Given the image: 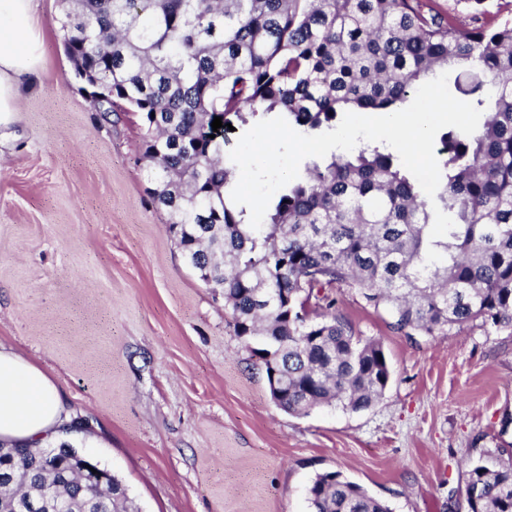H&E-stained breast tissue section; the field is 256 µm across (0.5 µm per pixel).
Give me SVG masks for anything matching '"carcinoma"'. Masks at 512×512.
Returning a JSON list of instances; mask_svg holds the SVG:
<instances>
[{
  "instance_id": "carcinoma-1",
  "label": "carcinoma",
  "mask_w": 512,
  "mask_h": 512,
  "mask_svg": "<svg viewBox=\"0 0 512 512\" xmlns=\"http://www.w3.org/2000/svg\"><path fill=\"white\" fill-rule=\"evenodd\" d=\"M59 32L74 69L101 81L145 123L152 201L185 261L224 292L235 335L284 375L279 407L370 408L390 368L381 342L306 311L315 289L345 284L399 331L449 334L480 320L512 326V20L471 30L420 0H61ZM458 69L460 99L487 108L480 129L440 138L434 198L387 146L315 161L260 228L231 199L237 168L204 125L274 112L311 132L340 112H393L421 78ZM448 219L446 233L431 231ZM36 449L0 450V504L29 512H139L122 480L106 493L32 466ZM469 512H512V459L468 464ZM312 512H392L336 472L308 488Z\"/></svg>"
}]
</instances>
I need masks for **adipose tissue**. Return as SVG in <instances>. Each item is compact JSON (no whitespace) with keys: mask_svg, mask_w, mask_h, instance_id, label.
I'll use <instances>...</instances> for the list:
<instances>
[{"mask_svg":"<svg viewBox=\"0 0 512 512\" xmlns=\"http://www.w3.org/2000/svg\"><path fill=\"white\" fill-rule=\"evenodd\" d=\"M45 44L33 0H0V123L7 122L22 87L42 69ZM71 423L60 391L48 376L0 345V442L41 448L70 434Z\"/></svg>","mask_w":512,"mask_h":512,"instance_id":"1","label":"adipose tissue"}]
</instances>
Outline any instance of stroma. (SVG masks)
Masks as SVG:
<instances>
[{
  "mask_svg": "<svg viewBox=\"0 0 512 512\" xmlns=\"http://www.w3.org/2000/svg\"><path fill=\"white\" fill-rule=\"evenodd\" d=\"M35 2L46 62L0 125V344L85 423L72 447L141 512H309L323 472L392 512H468V461L512 457V327L409 336L336 286L334 315L382 343L392 378L363 411L282 410L152 203L141 114L96 112L57 36L60 0ZM421 3L465 29L512 17V0Z\"/></svg>",
  "mask_w": 512,
  "mask_h": 512,
  "instance_id": "35a3bbf8",
  "label": "stroma"
}]
</instances>
